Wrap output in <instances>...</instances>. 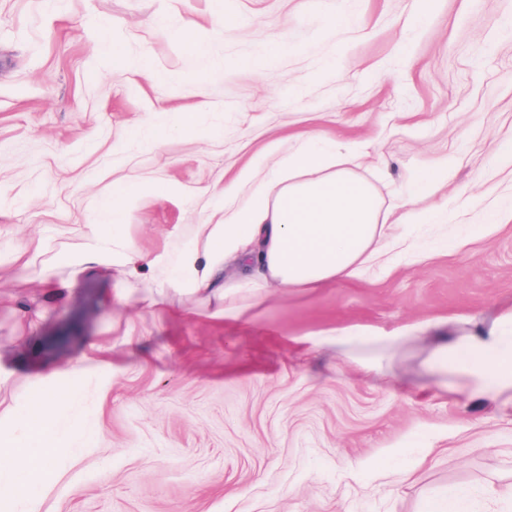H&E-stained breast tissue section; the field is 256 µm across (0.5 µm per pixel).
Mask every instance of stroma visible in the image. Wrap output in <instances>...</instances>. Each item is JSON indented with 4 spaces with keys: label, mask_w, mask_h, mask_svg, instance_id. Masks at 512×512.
Segmentation results:
<instances>
[{
    "label": "stroma",
    "mask_w": 512,
    "mask_h": 512,
    "mask_svg": "<svg viewBox=\"0 0 512 512\" xmlns=\"http://www.w3.org/2000/svg\"><path fill=\"white\" fill-rule=\"evenodd\" d=\"M0 0V412L58 389L93 410L69 431L40 512H427L449 488L469 512H512V404L453 402L412 343L383 375L297 338L351 325L490 322L512 302V0ZM236 23L225 26L224 15ZM124 63L101 46L100 22ZM190 33L199 46L185 44ZM288 51L264 68L265 47ZM195 113L211 136L176 125ZM309 130L352 144L354 172L391 206L413 175L448 164L438 227L360 280L270 287L217 302L149 287L199 227L247 197ZM135 184L126 236L138 279L71 261L117 187ZM134 333L136 342L123 338ZM94 355L83 397L57 372ZM412 468L409 480L399 469Z\"/></svg>",
    "instance_id": "1"
}]
</instances>
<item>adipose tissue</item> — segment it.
I'll return each mask as SVG.
<instances>
[{"mask_svg": "<svg viewBox=\"0 0 512 512\" xmlns=\"http://www.w3.org/2000/svg\"><path fill=\"white\" fill-rule=\"evenodd\" d=\"M359 153L342 144L322 145L309 136L285 164L255 182L249 200L225 212L220 224H205V250L184 249L169 272L167 285L206 295L227 296L240 288L269 286L313 290L361 278L385 255L393 223L437 224L438 208L415 202L448 179L447 168L419 173L410 193L411 208L382 210L371 187L350 173ZM134 187L116 190L100 219L88 225L80 263L107 267L137 264L140 256L125 236L128 203ZM423 342L429 376L449 379V396L457 402L512 400V304L502 307L484 328L468 329L438 319L390 332L350 326L314 332L303 339L314 351L351 354L358 345L393 349ZM60 402L51 392L18 395L0 414V455L9 458L7 497L39 512L34 478L58 452Z\"/></svg>", "mask_w": 512, "mask_h": 512, "instance_id": "1", "label": "adipose tissue"}]
</instances>
